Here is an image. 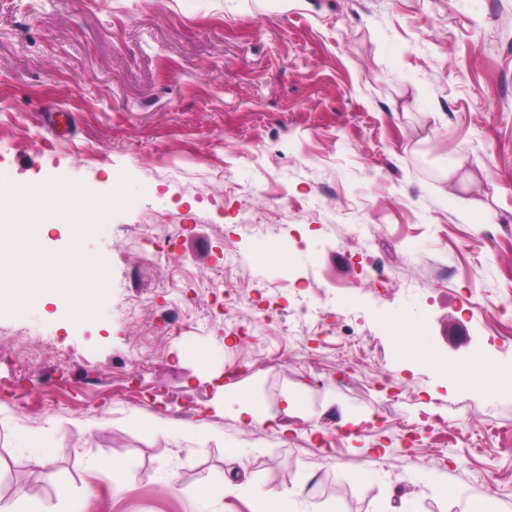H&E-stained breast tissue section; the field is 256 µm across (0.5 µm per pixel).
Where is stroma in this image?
<instances>
[{"mask_svg":"<svg viewBox=\"0 0 512 512\" xmlns=\"http://www.w3.org/2000/svg\"><path fill=\"white\" fill-rule=\"evenodd\" d=\"M123 172L143 197L85 243L111 271L103 317L0 316V488L65 483L85 512H198L204 491L207 512H254L305 479L288 512H512V390L456 371L512 373V0H0V175L107 193ZM145 227L171 255L145 251ZM33 338L80 368L29 362ZM226 387L288 437L215 412ZM18 432L56 455L34 462Z\"/></svg>","mask_w":512,"mask_h":512,"instance_id":"35a3bbf8","label":"stroma"}]
</instances>
